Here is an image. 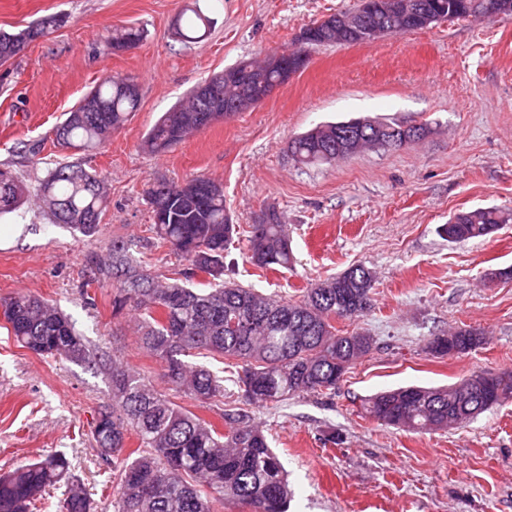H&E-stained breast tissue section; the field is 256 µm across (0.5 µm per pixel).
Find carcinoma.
<instances>
[{
	"label": "carcinoma",
	"mask_w": 512,
	"mask_h": 512,
	"mask_svg": "<svg viewBox=\"0 0 512 512\" xmlns=\"http://www.w3.org/2000/svg\"><path fill=\"white\" fill-rule=\"evenodd\" d=\"M437 6L447 20H463L472 0H422ZM47 16L14 33H0V63H5L55 28ZM210 18L195 10L176 28L184 43L205 39ZM386 33L419 29L406 15L385 25ZM306 52L336 46L314 21ZM112 49L136 46L142 32L115 27ZM128 77L114 75L88 92L52 134L63 149H96L138 111L141 95L122 90ZM209 102L200 87L164 113L147 133L143 149L168 152L202 132L200 116ZM398 124L365 119L328 123L290 140L292 160L309 166L346 159L367 147H393L391 130ZM199 184L196 193L188 185ZM153 214L156 246L186 260L175 277L156 275L130 254L127 242L114 239L107 258L98 262L89 281H116L112 310L129 307L139 315L140 348L161 359L170 393H164L116 355L91 347L74 322L49 300L35 294L0 297L6 329L24 348L40 356L60 357L108 372L111 402L100 412L110 421L93 423L95 450L112 464L114 512H221L234 501L249 512H287L291 491L284 467L268 436L255 424L249 406L278 405L307 393L332 391L347 371L374 348L367 333H336L331 321L363 316L374 306L373 272L356 265L310 284L302 299L288 301L264 295L228 277L226 264L236 225L224 203L223 184L200 176L176 184L159 182L146 191ZM29 191L16 173L0 168V216L29 203ZM107 203L103 181L80 166L59 163L35 195V204L55 223L83 235L96 231ZM512 222V211L497 207L462 211L439 226L450 243L483 238ZM248 252L260 272L288 270L294 255L283 216L275 210L249 225ZM476 328H458L432 337L427 350L440 356L464 353L476 346ZM186 356L222 362L234 369L232 382L243 402L224 409L222 425L208 421L175 402L187 397L202 405L224 403V376ZM512 397V371L489 378L474 372L442 387L408 386L364 399L365 415L384 425L415 432L446 431L476 419ZM138 446L127 447L130 439ZM96 512L84 485L70 473L62 452L19 464L0 474V512Z\"/></svg>",
	"instance_id": "1"
}]
</instances>
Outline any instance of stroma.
Returning <instances> with one entry per match:
<instances>
[{
	"mask_svg": "<svg viewBox=\"0 0 512 512\" xmlns=\"http://www.w3.org/2000/svg\"><path fill=\"white\" fill-rule=\"evenodd\" d=\"M357 0H0V30L49 16L63 24L0 65V166L36 190L59 163L104 178L108 199L93 235L53 223L27 206L0 218V297L43 296L99 350L167 391L165 365L137 344L134 312L112 313V281L88 283L91 260L113 240L157 274L182 259L153 244L149 185L199 175L220 180L234 223L267 210L288 226L295 265L259 275L245 241L230 248L233 277L289 300L313 280L362 264L376 273L374 306L342 333L373 336L335 390L255 407L288 472V512H512V399L448 432L378 425L361 404L401 386H443L481 371L512 370V223L457 244L437 229L478 207L512 208V13L446 21L355 46L318 49L288 84L253 110L216 121L162 155L141 143L163 112L207 77L242 57L288 49L313 21ZM199 8L214 24L187 45L175 36L183 12ZM144 31L135 47L113 50L106 31ZM128 75L140 108L104 147L63 151L52 129L103 78ZM355 118L420 124L421 141L375 148L304 167L289 140L317 125ZM478 327L485 340L437 356L431 336ZM109 399L99 370L21 347L0 326V473L60 451L103 512H112V468L97 456L91 423Z\"/></svg>",
	"mask_w": 512,
	"mask_h": 512,
	"instance_id": "stroma-1",
	"label": "stroma"
}]
</instances>
